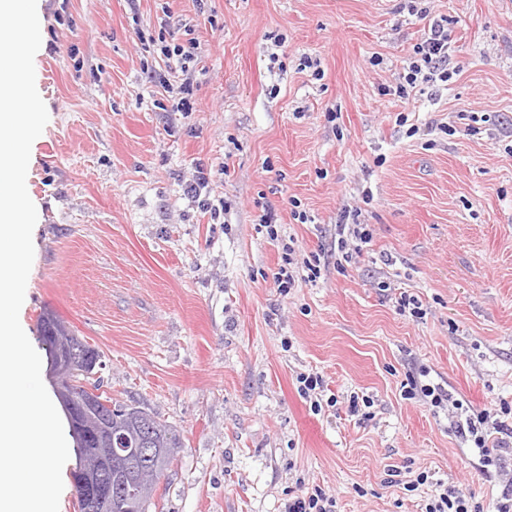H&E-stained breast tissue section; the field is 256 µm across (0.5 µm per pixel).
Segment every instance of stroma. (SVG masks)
I'll list each match as a JSON object with an SVG mask.
<instances>
[{
    "instance_id": "35a3bbf8",
    "label": "stroma",
    "mask_w": 512,
    "mask_h": 512,
    "mask_svg": "<svg viewBox=\"0 0 512 512\" xmlns=\"http://www.w3.org/2000/svg\"><path fill=\"white\" fill-rule=\"evenodd\" d=\"M403 4L41 0L49 121L19 320L38 349L55 311L101 351L108 396L177 430L153 512H284L314 486L335 512H426L439 485L496 510L512 456L486 461L401 384L427 369L460 415L489 412L482 435L512 406V0H430L453 77L406 100L381 93L427 25ZM162 37L195 38L188 72L161 60ZM199 166L205 206L184 192ZM354 209L371 242L306 281L303 259L333 253ZM403 291L424 318L399 312ZM302 372L336 407L312 410ZM354 393L371 417L348 413ZM283 249L285 251L284 256H282L283 265L279 267L278 272L274 275V284L280 293L287 294L295 285L293 270H290L294 260L291 256L295 250L290 244L285 245ZM298 385L299 393L305 398L309 399L312 406L314 405V409L316 411H321L322 405L320 402V398L323 392V379L318 373H300L296 377ZM320 396V398L318 397Z\"/></svg>"
}]
</instances>
